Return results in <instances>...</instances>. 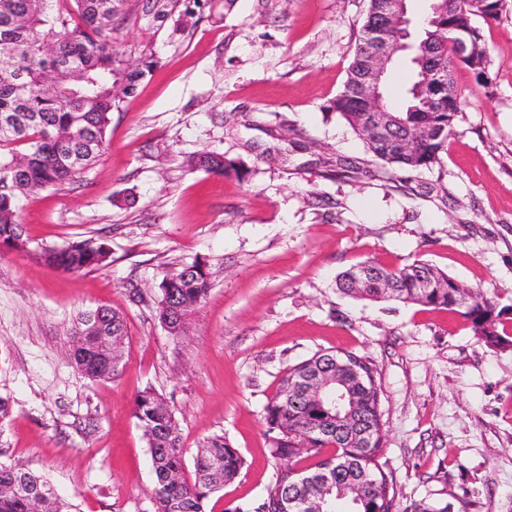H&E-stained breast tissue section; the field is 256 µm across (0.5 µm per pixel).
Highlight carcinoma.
Segmentation results:
<instances>
[{
    "label": "carcinoma",
    "mask_w": 512,
    "mask_h": 512,
    "mask_svg": "<svg viewBox=\"0 0 512 512\" xmlns=\"http://www.w3.org/2000/svg\"><path fill=\"white\" fill-rule=\"evenodd\" d=\"M124 2L0 0V15L7 11L18 18L13 28L0 26V121L7 123V128H0L1 243L16 249L25 247L17 221L20 199L40 189L68 184L94 164L106 149L112 112L136 83L152 72L153 58H141L131 66L112 44L115 19ZM502 8L503 0H457L450 12L448 0H431L420 39L432 46L434 66L440 74L427 75L431 67L420 63L419 52L409 51L414 80L404 108L395 113L401 126L394 138L396 144L390 145L364 134L371 113L355 85V76L372 49L370 29L378 19L376 0H369L347 79L329 109L363 140L373 161L405 171L431 168L446 150L464 104L452 81L453 70L461 64L478 77L489 70L490 57L474 18L495 20ZM466 32L474 49L459 62L451 54V43ZM17 145L26 149L20 152L15 149ZM197 163L221 175L238 170V161L216 153L202 154ZM108 258L109 248L93 237L47 249L40 255L46 264L67 272L103 268ZM364 265L376 270L377 276L356 285L348 269L337 276L340 293L378 302L388 298L391 286L400 302L453 311L486 345L512 347V335L499 329L502 311L494 297L475 289L469 301L461 303L455 279L426 262L391 268L369 260ZM158 288V318L170 335L180 337L208 296L209 272L196 262L184 265L167 271ZM125 335L120 312L108 308L80 312L69 338L73 368L92 380L116 376L118 369L112 367L109 355L89 356L86 349L75 348V342L82 337L85 344L93 346L102 336ZM338 360L366 374L363 383L354 386L358 400L355 422L344 421L340 432L329 414L297 386L314 371L336 373ZM381 393L369 358L355 352L345 356L318 351L289 368L264 409L266 433L277 460L273 480L259 500L238 505L232 512H298L295 502L313 496V482L324 474L340 483L362 479L366 488L361 497L326 496L322 512H339L341 501L350 505L349 512H396V482L381 461V448H365L359 438L365 427L384 431ZM133 416L150 452L155 512H206L210 496L234 480L245 466L238 449L224 436L213 435L198 449L193 477H188L175 413L150 387L136 396ZM326 448L333 452L325 453ZM300 454L309 460L303 468V481L292 475V458ZM2 484L13 485L15 490L0 494V512H64L51 486L31 471L0 463Z\"/></svg>",
    "instance_id": "carcinoma-1"
}]
</instances>
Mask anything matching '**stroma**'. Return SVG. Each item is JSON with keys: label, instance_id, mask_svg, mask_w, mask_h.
Listing matches in <instances>:
<instances>
[{"label": "stroma", "instance_id": "stroma-1", "mask_svg": "<svg viewBox=\"0 0 512 512\" xmlns=\"http://www.w3.org/2000/svg\"><path fill=\"white\" fill-rule=\"evenodd\" d=\"M368 0H126L112 42L152 72L113 112L109 146L74 182L23 197L24 249L0 245V462L43 475L69 512H154L134 400L154 388L196 454L225 436L244 456L206 512L261 498L276 461L264 408L318 351L368 356L398 512H512V348L457 313L339 293L366 260H421L496 297L512 333V0L481 26L489 82L457 67L465 104L441 162L374 165L328 105L342 90ZM214 152L239 174L196 165ZM105 268L65 272L43 250L89 237ZM201 262L211 290L175 340L156 310L171 268ZM117 310L128 333L109 380L67 355L77 312Z\"/></svg>", "mask_w": 512, "mask_h": 512}]
</instances>
